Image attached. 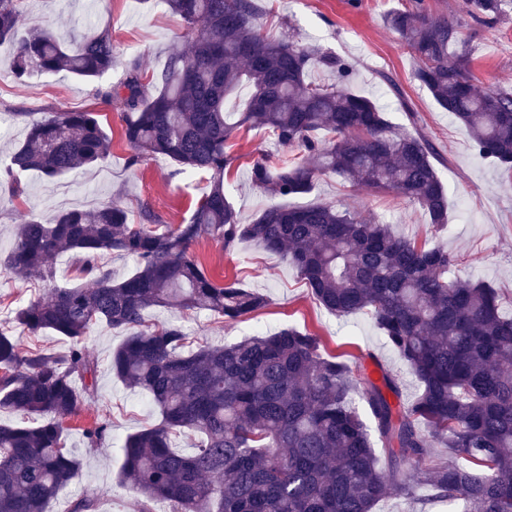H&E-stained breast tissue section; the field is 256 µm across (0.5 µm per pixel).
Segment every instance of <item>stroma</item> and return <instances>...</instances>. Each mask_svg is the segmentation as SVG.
<instances>
[{
    "label": "stroma",
    "instance_id": "1",
    "mask_svg": "<svg viewBox=\"0 0 512 512\" xmlns=\"http://www.w3.org/2000/svg\"><path fill=\"white\" fill-rule=\"evenodd\" d=\"M257 2L265 35H294L302 44L348 63L356 93L371 98L394 126L422 134L433 144L437 172L448 190V223L436 229L423 210L395 193L354 187L336 176L319 178L310 194L295 197V204L323 202L347 207L391 224L396 233L418 243L447 246L457 258V275L496 288L503 311L511 314L512 174L481 158L463 125L444 112L415 80V59L401 37L385 24L387 14L413 9L414 0ZM423 4L427 12L462 17L457 52L479 90L512 91V10L488 25L466 16L462 0H423ZM34 22L57 29L72 46L90 25L109 28L116 60L100 79L104 85L121 77L131 55H138L143 69L150 73L161 70L168 55L183 44L179 17L155 0H23L19 24L25 28ZM10 64L11 49L1 46V252L13 245L16 224L59 209L93 210L116 200L133 213L140 205H149L167 228L189 218L194 203L208 189V175L177 172L169 161L146 159L130 165L131 150L121 136L122 114L96 97L92 84L64 72L38 75L21 84L14 80ZM61 108L98 113L112 136L110 156L78 174L51 181L34 171H9L10 156L24 140L30 121ZM274 149L269 135L260 129L242 133L233 148L236 159L224 173V188L244 222H251L265 208L286 202L285 197L251 182L252 162L261 152ZM14 185L21 188V196H12ZM193 251L209 274L240 280L262 292L267 305L236 323L222 322L206 312L154 307L145 313L148 323L178 321L190 341L212 346L269 335L292 325L320 336L322 356H337L351 365L378 359L385 368L400 373L403 401L417 396L418 381L405 372L371 317L328 313L315 303L300 275L282 257L248 240L225 249L203 239ZM53 265L56 276L51 282L37 275L17 279L0 273L1 323L30 301L46 298L51 285L80 282L71 256L57 257ZM124 338V332L100 324L84 339L86 350L98 364L97 393L65 423L67 445L74 448L81 468L73 483L59 493L52 512H67L71 503L81 498L91 499L96 512L138 510L134 493L121 479V445L128 434L156 423L158 412L148 396L128 390L110 371L112 351ZM105 417L112 423L108 438L100 447H87L83 430Z\"/></svg>",
    "mask_w": 512,
    "mask_h": 512
}]
</instances>
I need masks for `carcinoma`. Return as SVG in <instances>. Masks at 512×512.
Wrapping results in <instances>:
<instances>
[{"label": "carcinoma", "instance_id": "cac0c4a2", "mask_svg": "<svg viewBox=\"0 0 512 512\" xmlns=\"http://www.w3.org/2000/svg\"><path fill=\"white\" fill-rule=\"evenodd\" d=\"M163 2L182 22L183 47L150 76L139 60L129 61L118 82L94 94L122 112L131 162L167 159L180 173L210 175L209 190L189 219L163 233L150 208L132 224L115 202L17 226L1 269L51 281V261L70 254L93 285L54 288L15 312L31 335L67 339L65 352H24L0 329V411L43 418L37 426L0 425V512H50L78 476L64 420L96 392L97 363L81 342L98 323L126 332L111 371L161 416L123 444L122 476L139 496V512H153L156 502L173 512H374L393 493L412 495L410 467L432 498L460 502L463 512H512V316L502 312L497 291L453 276L456 257L444 247H426L350 209L271 206L244 224L224 190L233 140L264 128L275 145L304 154L259 157L255 186L305 195L330 173L396 192L440 229L448 194L429 140L396 128L350 89L347 64L290 35H261L256 0ZM464 4L468 15L490 23L507 0ZM19 16V0H0V44H14L17 81L60 72L94 81L112 70L109 29L86 28L74 50L38 22L20 31ZM386 23L416 59V79L465 127L478 154L511 172L512 93L476 89L455 53L461 18L419 7L393 11ZM320 63L337 68L336 82L309 80ZM242 86L250 89L243 110L225 111ZM111 149L95 113L61 110L31 122L11 164L53 180L96 165ZM204 237L225 249L249 239L285 258L327 312L371 315L420 393L409 403L391 401L401 397L398 375L383 369L378 382L362 365L325 358L320 337L294 327L196 350L178 323L148 327L145 312L153 307L237 322L266 306L265 295L240 281L208 274L192 251ZM103 252L133 258L131 273L115 279L99 262ZM110 431L102 419L84 438L95 447ZM187 432L200 439L183 454L175 438ZM431 448H449L470 466L450 459L419 468Z\"/></svg>", "mask_w": 512, "mask_h": 512}]
</instances>
